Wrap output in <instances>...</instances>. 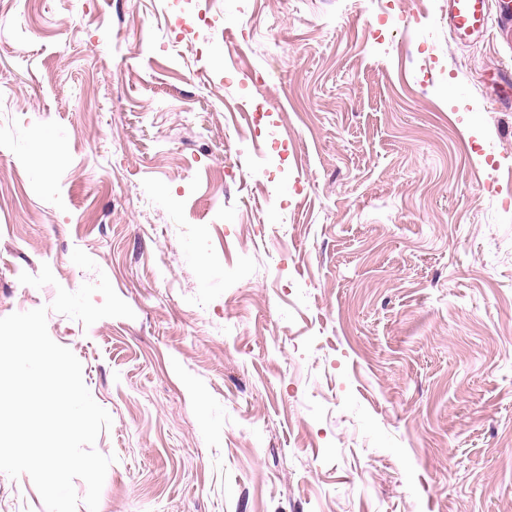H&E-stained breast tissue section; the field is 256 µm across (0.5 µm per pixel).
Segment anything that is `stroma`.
I'll use <instances>...</instances> for the list:
<instances>
[{
    "label": "stroma",
    "instance_id": "1",
    "mask_svg": "<svg viewBox=\"0 0 512 512\" xmlns=\"http://www.w3.org/2000/svg\"><path fill=\"white\" fill-rule=\"evenodd\" d=\"M509 67L448 0H11L0 318L101 272L135 313L47 316L98 512H512Z\"/></svg>",
    "mask_w": 512,
    "mask_h": 512
}]
</instances>
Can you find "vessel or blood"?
<instances>
[{
	"label": "vessel or blood",
	"instance_id": "obj_1",
	"mask_svg": "<svg viewBox=\"0 0 512 512\" xmlns=\"http://www.w3.org/2000/svg\"><path fill=\"white\" fill-rule=\"evenodd\" d=\"M448 30L455 41L496 32L512 37V0H448Z\"/></svg>",
	"mask_w": 512,
	"mask_h": 512
}]
</instances>
